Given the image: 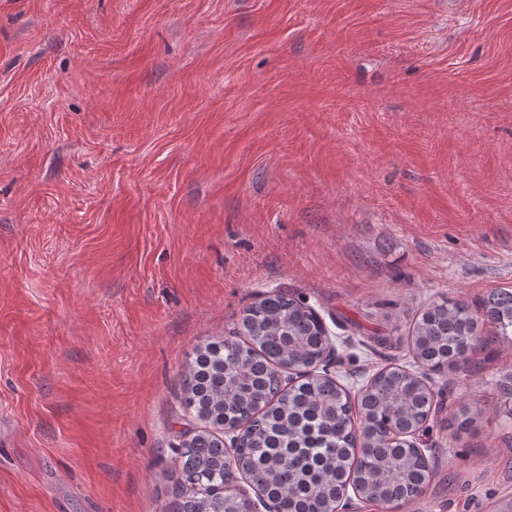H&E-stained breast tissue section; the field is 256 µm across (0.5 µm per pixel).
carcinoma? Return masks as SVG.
I'll return each mask as SVG.
<instances>
[{"mask_svg": "<svg viewBox=\"0 0 512 512\" xmlns=\"http://www.w3.org/2000/svg\"><path fill=\"white\" fill-rule=\"evenodd\" d=\"M481 320L512 336V292L492 295L480 310L449 299L427 307L411 329L409 364L375 372L354 392L326 371L288 389L282 375L322 363L330 332L283 293L249 306L237 339L204 342L186 362L181 402L195 426L177 432L168 512H256L257 500L275 512H336L348 487L388 506L418 497L430 463L389 431L424 427L433 405L427 372L466 364L484 342ZM478 417L463 403L448 428L466 432ZM226 429L236 432L234 449L224 448ZM239 477L257 499L235 490Z\"/></svg>", "mask_w": 512, "mask_h": 512, "instance_id": "carcinoma-1", "label": "carcinoma"}]
</instances>
